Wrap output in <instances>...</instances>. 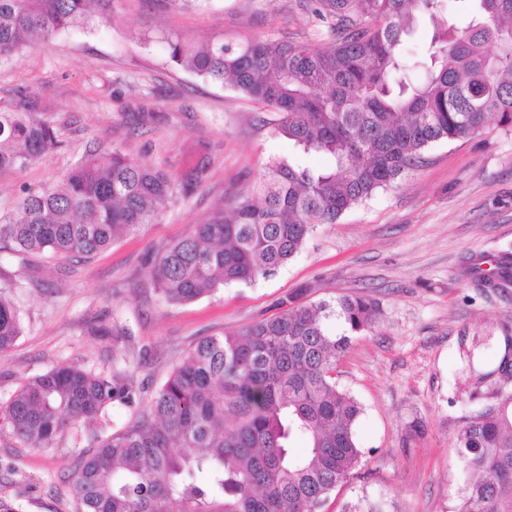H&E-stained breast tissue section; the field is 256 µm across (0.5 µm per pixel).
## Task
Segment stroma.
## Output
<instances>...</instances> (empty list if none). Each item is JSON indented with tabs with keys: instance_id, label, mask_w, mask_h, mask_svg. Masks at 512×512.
I'll list each match as a JSON object with an SVG mask.
<instances>
[{
	"instance_id": "stroma-1",
	"label": "stroma",
	"mask_w": 512,
	"mask_h": 512,
	"mask_svg": "<svg viewBox=\"0 0 512 512\" xmlns=\"http://www.w3.org/2000/svg\"><path fill=\"white\" fill-rule=\"evenodd\" d=\"M322 42L299 0H114L112 23L33 41L0 62V107L28 105L50 120L57 147L0 175V215L24 188L52 186L92 147L118 149L170 176L179 192L157 223L84 260L0 249V284L22 333L0 353V404L32 378L70 364L105 377L114 359L139 390L107 409L110 431L148 410L172 369L206 336L276 312L308 287L311 301L366 295L380 305L373 331L354 336L336 378L363 408L357 477L324 512L361 496L388 512H454L464 482L455 438L477 410L463 369L472 337L512 326V286L494 290L473 268L512 261V130L428 148L425 161L337 223L317 225L275 275L169 304L154 289L153 258L245 193L269 160L294 156L274 132L277 113L172 66L162 34ZM153 35L143 43L142 35ZM421 434H411V422ZM72 423L52 447L23 445L0 426V501L16 512H77L70 483L91 446Z\"/></svg>"
}]
</instances>
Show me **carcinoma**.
<instances>
[{"label": "carcinoma", "instance_id": "cac0c4a2", "mask_svg": "<svg viewBox=\"0 0 512 512\" xmlns=\"http://www.w3.org/2000/svg\"><path fill=\"white\" fill-rule=\"evenodd\" d=\"M464 27L440 0H306L324 27L317 45L279 40L202 43L166 38L168 60L280 113L277 132L297 157L269 161L230 211L160 251L155 289L187 303L231 283L274 275L317 224L391 186L440 142L512 129V0H472ZM426 19L433 34L412 59L406 37ZM112 21V0H0V60L28 39ZM58 144L51 121L0 108V174L22 169ZM327 158L310 167L301 157ZM165 174L119 150H86L60 182L26 188L0 217V243L19 253L90 257L154 224L176 199ZM278 312L225 336L201 339L152 400L149 412L80 458L71 493L78 512H323L356 475L362 406L336 380L352 336L375 327L364 295L307 301L299 288ZM339 323L336 334L331 325ZM22 333L0 297V352ZM475 340L465 353L474 396L455 446L467 473L455 512H512V328L482 370ZM120 369L105 378L59 365L0 406V423L27 446L49 448L73 421L103 427L106 408L133 404ZM305 447L293 451L292 442ZM341 512H382L366 497Z\"/></svg>", "mask_w": 512, "mask_h": 512}]
</instances>
